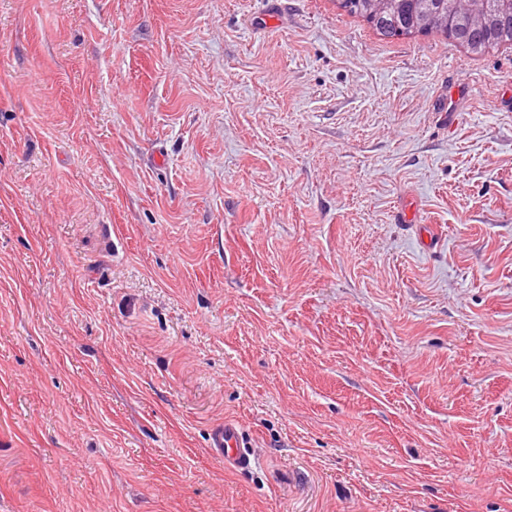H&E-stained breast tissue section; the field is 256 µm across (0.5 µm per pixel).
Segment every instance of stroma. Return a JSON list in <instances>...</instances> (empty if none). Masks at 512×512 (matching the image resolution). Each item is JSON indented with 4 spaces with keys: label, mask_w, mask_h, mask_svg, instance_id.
Masks as SVG:
<instances>
[{
    "label": "stroma",
    "mask_w": 512,
    "mask_h": 512,
    "mask_svg": "<svg viewBox=\"0 0 512 512\" xmlns=\"http://www.w3.org/2000/svg\"><path fill=\"white\" fill-rule=\"evenodd\" d=\"M0 512H512V46L0 0ZM209 448L224 461V468L229 471L245 470L255 463L240 428L228 420L211 429Z\"/></svg>",
    "instance_id": "stroma-1"
}]
</instances>
